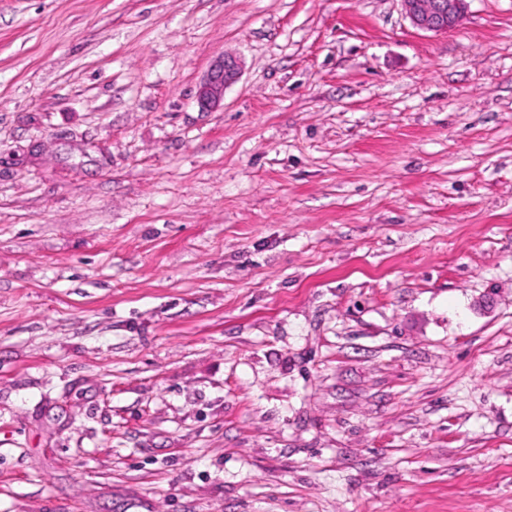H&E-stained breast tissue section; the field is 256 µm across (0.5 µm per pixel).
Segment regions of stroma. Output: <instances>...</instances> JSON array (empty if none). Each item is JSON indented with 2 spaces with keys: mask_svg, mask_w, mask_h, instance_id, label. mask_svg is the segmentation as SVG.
Instances as JSON below:
<instances>
[{
  "mask_svg": "<svg viewBox=\"0 0 512 512\" xmlns=\"http://www.w3.org/2000/svg\"><path fill=\"white\" fill-rule=\"evenodd\" d=\"M0 512H512V0H0ZM411 23L422 30L446 32L452 29L466 8L467 0H400ZM239 73L236 59L225 57L224 54L218 57L197 88L196 101L199 107L207 111L220 107L224 103L225 89L236 81Z\"/></svg>",
  "mask_w": 512,
  "mask_h": 512,
  "instance_id": "35a3bbf8",
  "label": "stroma"
}]
</instances>
